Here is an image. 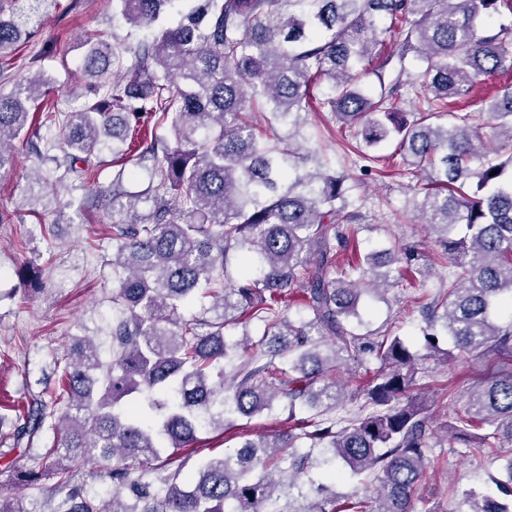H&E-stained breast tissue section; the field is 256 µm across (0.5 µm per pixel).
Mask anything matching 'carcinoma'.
Instances as JSON below:
<instances>
[{
    "label": "carcinoma",
    "instance_id": "carcinoma-1",
    "mask_svg": "<svg viewBox=\"0 0 512 512\" xmlns=\"http://www.w3.org/2000/svg\"><path fill=\"white\" fill-rule=\"evenodd\" d=\"M54 2L0 6V82L13 85L0 91V173L23 139L34 160L31 208L62 186L93 188L112 211L114 258L107 350L74 338L54 361L50 398L14 409L13 446L41 443V458L62 459L53 512H411L439 428L470 453L512 446V369L467 392L439 427L414 394L418 354L389 329L359 331L361 297L378 280L422 288L443 260L448 281L415 298L424 349L446 360L455 350L512 357V320L500 319L512 303V155L494 148L512 146V83L462 125L428 123L480 78L512 72V0H112L113 17L148 35L84 36L72 88L84 105H53L44 125L30 106L44 100L47 80L4 64ZM388 37L394 49L371 68ZM371 74L377 91L365 83ZM403 90L409 112L398 105ZM322 109L355 130L366 161L395 144L418 178L409 206L435 235L432 258L402 246L358 254L356 280L336 264L360 219L346 177L298 174L313 151L296 128ZM146 120L170 136H139ZM105 153L133 158L147 187L128 192L124 180L137 171L123 167L100 183ZM232 252L239 279L227 272ZM244 317L263 327L260 337L228 339ZM373 359L372 377L346 394L340 370ZM279 406L288 430L183 475L200 434ZM143 457L161 461L162 486L135 466ZM94 460L108 462L101 495L85 489ZM343 468L372 481L338 503L310 473ZM284 497L302 504L285 509ZM463 503L462 512H512V453L502 477L465 490Z\"/></svg>",
    "mask_w": 512,
    "mask_h": 512
}]
</instances>
